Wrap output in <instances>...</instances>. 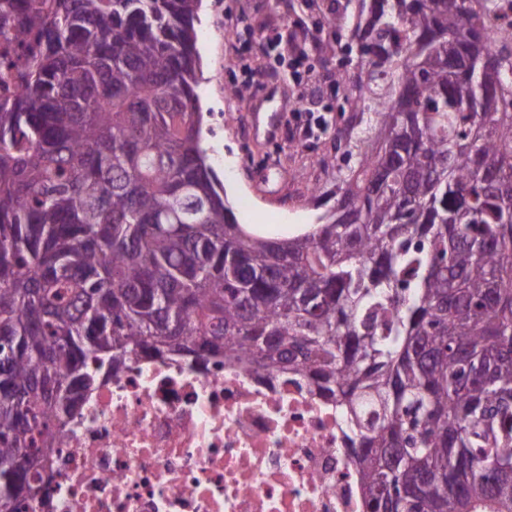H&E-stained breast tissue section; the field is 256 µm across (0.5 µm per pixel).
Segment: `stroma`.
Here are the masks:
<instances>
[{
	"mask_svg": "<svg viewBox=\"0 0 512 512\" xmlns=\"http://www.w3.org/2000/svg\"><path fill=\"white\" fill-rule=\"evenodd\" d=\"M297 17L316 26L321 49L294 65L292 53L254 47L257 35L276 38L288 23L275 0H203L195 25L201 57L198 78L203 112V145L224 147L215 171L240 223L272 236L288 237L314 223L336 204L338 169L350 160L336 150V139L354 121L351 83L325 89L316 109L327 125L315 139L298 143L282 137L254 143L247 137L248 105L261 96L269 71L293 75L295 69L319 75L357 72L360 55L349 33L356 22L354 0H293ZM234 88L236 96L225 93ZM272 164L269 187L256 183L259 167Z\"/></svg>",
	"mask_w": 512,
	"mask_h": 512,
	"instance_id": "obj_1",
	"label": "stroma"
}]
</instances>
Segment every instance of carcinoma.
<instances>
[{
	"label": "carcinoma",
	"instance_id": "carcinoma-1",
	"mask_svg": "<svg viewBox=\"0 0 512 512\" xmlns=\"http://www.w3.org/2000/svg\"><path fill=\"white\" fill-rule=\"evenodd\" d=\"M200 0H0V512L112 367L244 354L313 379L369 512H512V47L492 0H371L336 207L250 232L201 146ZM484 82L483 92L472 87Z\"/></svg>",
	"mask_w": 512,
	"mask_h": 512
}]
</instances>
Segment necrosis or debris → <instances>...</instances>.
Listing matches in <instances>:
<instances>
[{
    "label": "necrosis or debris",
    "mask_w": 512,
    "mask_h": 512,
    "mask_svg": "<svg viewBox=\"0 0 512 512\" xmlns=\"http://www.w3.org/2000/svg\"><path fill=\"white\" fill-rule=\"evenodd\" d=\"M357 444L305 378L143 358L55 428L53 512H366Z\"/></svg>",
    "instance_id": "4bbe7bcc"
}]
</instances>
